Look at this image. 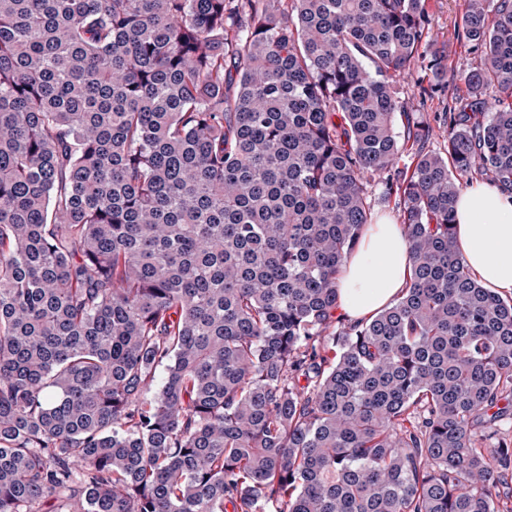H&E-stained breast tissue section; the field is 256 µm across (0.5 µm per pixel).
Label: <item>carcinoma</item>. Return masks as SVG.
I'll return each mask as SVG.
<instances>
[{
	"label": "carcinoma",
	"instance_id": "1",
	"mask_svg": "<svg viewBox=\"0 0 512 512\" xmlns=\"http://www.w3.org/2000/svg\"><path fill=\"white\" fill-rule=\"evenodd\" d=\"M430 24L426 0H0V512H512V298L455 237L469 177L512 194V0H467L443 155L395 128L398 76L442 93ZM372 181L412 267L355 322Z\"/></svg>",
	"mask_w": 512,
	"mask_h": 512
}]
</instances>
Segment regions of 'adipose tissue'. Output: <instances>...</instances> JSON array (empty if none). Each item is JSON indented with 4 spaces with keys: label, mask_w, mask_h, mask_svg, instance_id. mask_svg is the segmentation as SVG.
Masks as SVG:
<instances>
[{
    "label": "adipose tissue",
    "mask_w": 512,
    "mask_h": 512,
    "mask_svg": "<svg viewBox=\"0 0 512 512\" xmlns=\"http://www.w3.org/2000/svg\"><path fill=\"white\" fill-rule=\"evenodd\" d=\"M455 227L458 246L482 286L512 295V195L489 185L462 190ZM410 270L401 225H365L338 281L342 312L357 320L371 318L404 288Z\"/></svg>",
    "instance_id": "ef3b65f1"
}]
</instances>
